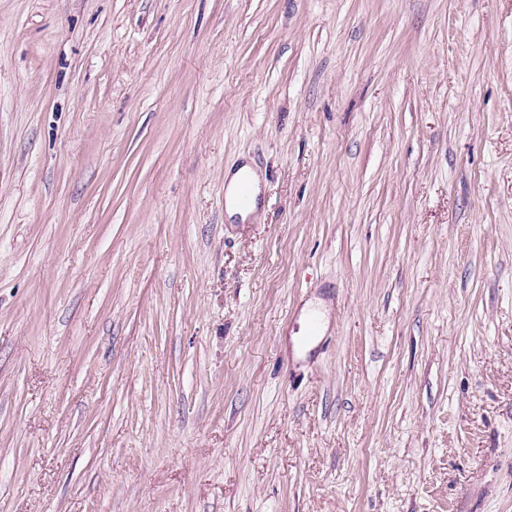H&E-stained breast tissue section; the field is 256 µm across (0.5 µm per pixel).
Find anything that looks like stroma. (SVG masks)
<instances>
[{"label":"stroma","mask_w":512,"mask_h":512,"mask_svg":"<svg viewBox=\"0 0 512 512\" xmlns=\"http://www.w3.org/2000/svg\"><path fill=\"white\" fill-rule=\"evenodd\" d=\"M0 512H512V0H0ZM247 176L251 179L254 185L257 184V176L253 171V168L245 164L237 169L235 172H227L226 176H224V181H227L226 184V198H227V206L226 211L228 218H232L234 216H240L242 219L245 218V213L242 211H247L251 208L253 199H254V186L249 180H244V177ZM242 182V183H241ZM241 184V185H240ZM240 185V187H239ZM239 187V189H238ZM238 189L236 200L234 203L235 193ZM240 209H238V208Z\"/></svg>","instance_id":"obj_1"}]
</instances>
